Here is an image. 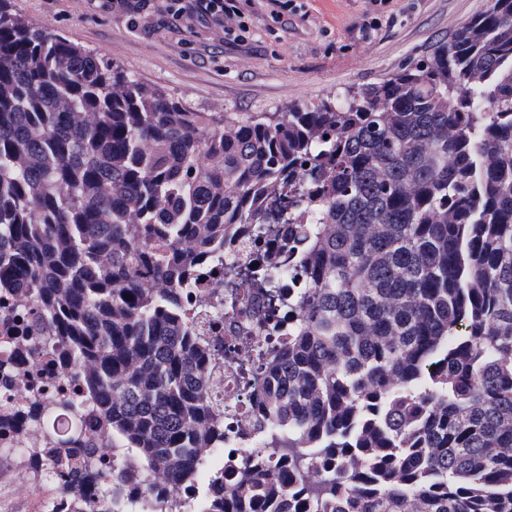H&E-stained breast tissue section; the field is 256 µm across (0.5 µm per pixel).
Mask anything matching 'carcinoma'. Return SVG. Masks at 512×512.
Segmentation results:
<instances>
[{
	"label": "carcinoma",
	"mask_w": 512,
	"mask_h": 512,
	"mask_svg": "<svg viewBox=\"0 0 512 512\" xmlns=\"http://www.w3.org/2000/svg\"><path fill=\"white\" fill-rule=\"evenodd\" d=\"M237 224H287L251 283L288 336L248 428L274 473L229 460L204 512H512V0L389 79L282 112H192L0 0V329L80 385L0 400V428L88 512L178 490L224 429L236 310L197 290ZM39 337L38 350L25 337ZM91 410L59 436L45 420Z\"/></svg>",
	"instance_id": "carcinoma-1"
}]
</instances>
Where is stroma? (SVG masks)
Returning <instances> with one entry per match:
<instances>
[{
	"label": "stroma",
	"instance_id": "stroma-1",
	"mask_svg": "<svg viewBox=\"0 0 512 512\" xmlns=\"http://www.w3.org/2000/svg\"><path fill=\"white\" fill-rule=\"evenodd\" d=\"M273 18L269 0H240L251 29L231 42L200 16L162 0L134 10L112 0H13L15 13L116 61L194 112H278L378 83L452 40L488 0H296ZM54 493L21 460L0 463V512H47Z\"/></svg>",
	"mask_w": 512,
	"mask_h": 512
}]
</instances>
